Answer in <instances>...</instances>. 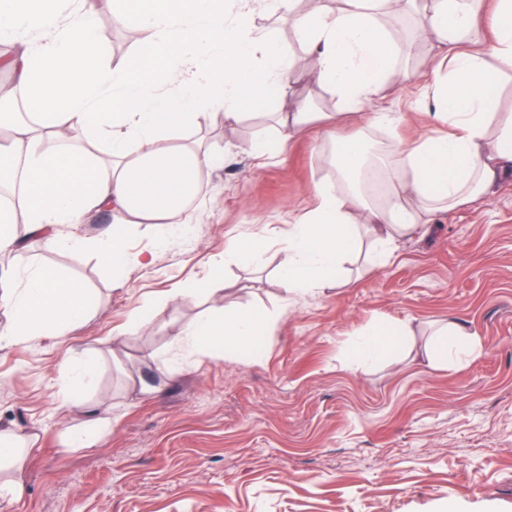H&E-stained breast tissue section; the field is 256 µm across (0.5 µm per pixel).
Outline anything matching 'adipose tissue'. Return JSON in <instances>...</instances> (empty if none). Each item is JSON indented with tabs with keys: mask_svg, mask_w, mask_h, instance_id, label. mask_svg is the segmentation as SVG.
<instances>
[{
	"mask_svg": "<svg viewBox=\"0 0 512 512\" xmlns=\"http://www.w3.org/2000/svg\"><path fill=\"white\" fill-rule=\"evenodd\" d=\"M489 0H432L418 19V38H436L442 57L433 67L434 122L400 148L386 180L382 204L355 191L314 189V205L291 227L281 248L280 285L292 295L313 294L339 280L356 240L351 215L363 213L377 252L389 256L397 237L419 226L425 211L455 207L483 195L512 164V113L493 109L490 63L512 68V0L494 3L490 36L476 20ZM295 0H115L118 23L151 33L120 66L107 61L93 0H0V36L32 37L6 66L24 93L32 124L0 140V187H10L0 207V252L36 237L49 248L83 252L80 224L97 213L119 215L101 231L99 257L115 276L129 263L128 224H179L182 205L203 170L221 167L222 154L185 138L207 110L239 120L250 90L287 101L296 80L289 61L265 28L263 13H284L291 34L314 62L310 80L332 91L341 111L281 112L280 136L251 141L246 151L264 158L282 153L313 121L334 132L346 115L370 106L381 83L399 75V51L381 17L401 11L404 0H315L298 10ZM90 293L56 268L41 266L23 281L0 277L4 336H35L66 328L89 312ZM269 317L252 311H202L179 341L221 343L225 351L258 354ZM413 349L409 323L363 333L350 352L351 366L372 365ZM476 333L451 321L425 346L433 368L461 367L477 357Z\"/></svg>",
	"mask_w": 512,
	"mask_h": 512,
	"instance_id": "adipose-tissue-1",
	"label": "adipose tissue"
}]
</instances>
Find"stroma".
<instances>
[{
  "mask_svg": "<svg viewBox=\"0 0 512 512\" xmlns=\"http://www.w3.org/2000/svg\"><path fill=\"white\" fill-rule=\"evenodd\" d=\"M262 23L299 75L289 107L337 111L336 95L306 78L312 58L287 20ZM439 57L427 41L414 80L381 86L376 109L403 122L378 126L367 109L342 135L386 145L383 162L416 141L431 121ZM276 109L263 99L252 119L207 121L205 143L223 152V168L203 172L184 225H127L129 253L153 262L129 266L123 283L91 251L35 242L13 254V273L55 267L95 306L66 331L0 342V428L28 436L18 467L0 468V480L22 485L0 496V512H512V171L402 236L384 264L372 265V237L358 226L341 285L292 296L279 286V250L314 187L339 182L326 161L335 146L317 128L278 157L246 153L253 139L276 137ZM233 237L258 249L259 267L226 259ZM202 281L210 292L169 303ZM210 308L272 317L259 356L176 346ZM407 319L412 353L348 366L359 334ZM443 320L483 343L464 369L432 368L424 355ZM78 351L100 360L68 408L60 385ZM138 375L149 393L132 388ZM98 403L108 428L92 447H68Z\"/></svg>",
  "mask_w": 512,
  "mask_h": 512,
  "instance_id": "35a3bbf8",
  "label": "stroma"
}]
</instances>
